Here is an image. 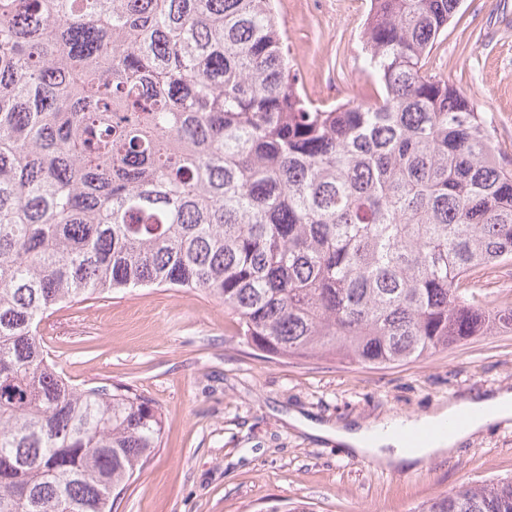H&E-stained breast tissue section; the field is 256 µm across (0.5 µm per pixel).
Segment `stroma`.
Returning <instances> with one entry per match:
<instances>
[{"label":"stroma","mask_w":512,"mask_h":512,"mask_svg":"<svg viewBox=\"0 0 512 512\" xmlns=\"http://www.w3.org/2000/svg\"><path fill=\"white\" fill-rule=\"evenodd\" d=\"M371 0H272L288 66L316 104H374L364 63ZM426 68L482 112L512 160V0H462ZM72 383L124 384L151 402L161 442L114 512H420L463 484L512 477V425L494 424L455 456L416 471L346 455L319 424L412 417L479 392L512 390V332L476 336L419 359L369 366L270 357L238 334L216 299L147 287L67 305L40 325Z\"/></svg>","instance_id":"1"}]
</instances>
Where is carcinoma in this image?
Returning <instances> with one entry per match:
<instances>
[{
	"mask_svg": "<svg viewBox=\"0 0 512 512\" xmlns=\"http://www.w3.org/2000/svg\"><path fill=\"white\" fill-rule=\"evenodd\" d=\"M460 0H372L378 105H313L271 0H0V512H112L152 404L77 388L48 312L204 292L273 357L387 365L512 332V166L425 69ZM421 512H512V478ZM510 271L512 279V265L497 269L486 270L484 275L476 277L474 293L489 306H512V284L511 288H502V279L506 272Z\"/></svg>",
	"mask_w": 512,
	"mask_h": 512,
	"instance_id": "obj_1",
	"label": "carcinoma"
}]
</instances>
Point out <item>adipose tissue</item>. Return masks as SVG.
Returning a JSON list of instances; mask_svg holds the SVG:
<instances>
[{
	"mask_svg": "<svg viewBox=\"0 0 512 512\" xmlns=\"http://www.w3.org/2000/svg\"><path fill=\"white\" fill-rule=\"evenodd\" d=\"M468 411L466 424L449 429L448 423L460 411ZM512 418V391L485 392L449 402L447 406L420 417H389L379 423L321 425L306 418L293 417L303 430L333 438L348 454L367 457L391 469L413 470L441 463L452 457L458 447L492 424ZM405 429L430 430L428 441L407 447L401 440Z\"/></svg>",
	"mask_w": 512,
	"mask_h": 512,
	"instance_id": "ef3b65f1",
	"label": "adipose tissue"
}]
</instances>
